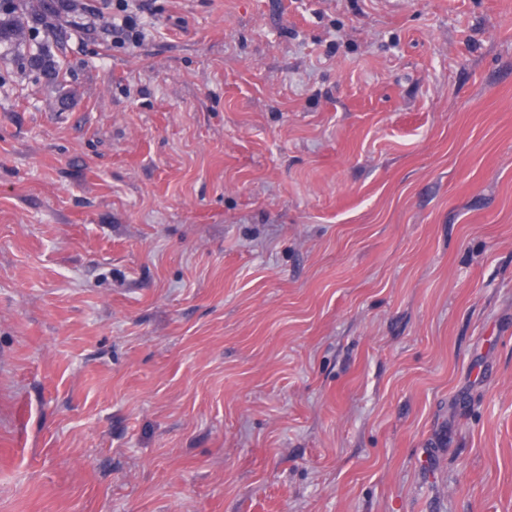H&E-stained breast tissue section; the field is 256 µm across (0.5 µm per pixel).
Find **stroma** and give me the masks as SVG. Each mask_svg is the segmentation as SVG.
Instances as JSON below:
<instances>
[{
    "label": "stroma",
    "instance_id": "obj_1",
    "mask_svg": "<svg viewBox=\"0 0 512 512\" xmlns=\"http://www.w3.org/2000/svg\"><path fill=\"white\" fill-rule=\"evenodd\" d=\"M22 0L0 512H512V0Z\"/></svg>",
    "mask_w": 512,
    "mask_h": 512
}]
</instances>
